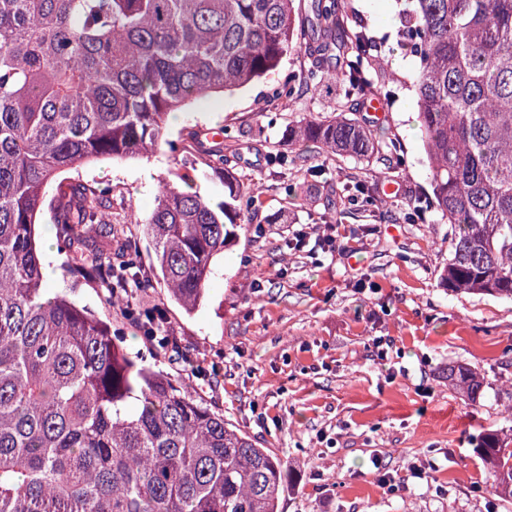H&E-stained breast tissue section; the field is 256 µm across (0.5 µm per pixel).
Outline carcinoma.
<instances>
[{
    "label": "carcinoma",
    "mask_w": 512,
    "mask_h": 512,
    "mask_svg": "<svg viewBox=\"0 0 512 512\" xmlns=\"http://www.w3.org/2000/svg\"><path fill=\"white\" fill-rule=\"evenodd\" d=\"M397 46L413 68L431 194L451 225L441 283L512 301V0H396ZM0 0V512H281L287 466L232 427L186 385L132 359L105 321L69 294H49L37 220L53 206L54 237L74 285L135 304L155 278L186 310L198 306L215 258L261 200L240 184L223 147L183 159L170 115L247 87L292 50L288 98L325 83L381 94L385 63L372 42L341 32L338 0ZM288 139L328 155H380L405 165L399 141H378L339 113L288 126ZM167 145L189 185L219 180L215 200L164 180L139 235L107 222L112 184L61 176L99 160H135ZM351 200L374 206L361 182ZM165 337L162 307L135 308ZM474 406L483 378L448 368ZM486 489L512 501V434L485 431Z\"/></svg>",
    "instance_id": "cac0c4a2"
}]
</instances>
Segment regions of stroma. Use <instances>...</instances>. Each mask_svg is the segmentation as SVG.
Listing matches in <instances>:
<instances>
[{"label": "stroma", "mask_w": 512, "mask_h": 512, "mask_svg": "<svg viewBox=\"0 0 512 512\" xmlns=\"http://www.w3.org/2000/svg\"><path fill=\"white\" fill-rule=\"evenodd\" d=\"M344 2L345 29L367 31L390 70L406 74L412 62L395 49V0ZM305 64L303 54H287L276 73L193 103L169 128L175 141L188 128L224 133L237 179L260 188L263 203L216 258L194 312L163 286L146 291L145 302L166 307L173 339L161 367L288 465L282 512H512L511 502L486 493L476 451L482 432L512 426V302L448 291L439 274L450 226L430 208L405 219L408 204L430 192L411 92L395 89L378 125L363 110L364 96L339 84L275 97L281 76ZM339 112L377 140L398 139L405 169L390 171L375 155L330 156L289 143V122ZM275 153L287 155L288 167L270 164ZM176 171L161 148L140 160L90 164L69 179L111 183L118 222L146 217L159 181ZM357 181L381 205L363 210L339 200L343 185ZM390 182L400 195L386 194ZM291 183L299 189L290 196ZM334 225L339 237L324 244ZM44 262L56 291L75 289L131 355L153 359L120 305L105 304L97 288L73 286L64 255L47 251ZM184 354L195 367L180 364ZM458 364L485 378L478 406L462 403L448 382ZM383 470L392 486L379 483Z\"/></svg>", "instance_id": "1"}]
</instances>
